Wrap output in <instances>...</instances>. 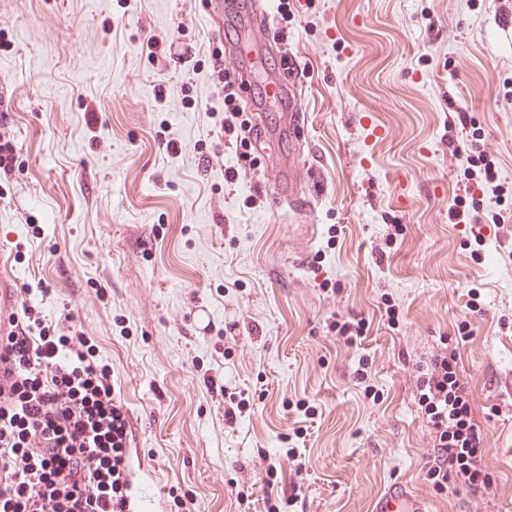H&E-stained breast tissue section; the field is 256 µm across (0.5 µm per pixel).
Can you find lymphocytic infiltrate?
<instances>
[{
  "mask_svg": "<svg viewBox=\"0 0 512 512\" xmlns=\"http://www.w3.org/2000/svg\"><path fill=\"white\" fill-rule=\"evenodd\" d=\"M4 341L16 376L0 385V512H123L129 416L93 344L56 335L34 305ZM456 366L455 351L442 349L417 378L433 437L428 475L437 488L454 475L484 495L485 436Z\"/></svg>",
  "mask_w": 512,
  "mask_h": 512,
  "instance_id": "f902f5d3",
  "label": "lymphocytic infiltrate"
}]
</instances>
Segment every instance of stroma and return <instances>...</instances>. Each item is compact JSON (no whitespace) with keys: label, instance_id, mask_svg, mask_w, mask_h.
Instances as JSON below:
<instances>
[{"label":"stroma","instance_id":"stroma-1","mask_svg":"<svg viewBox=\"0 0 512 512\" xmlns=\"http://www.w3.org/2000/svg\"><path fill=\"white\" fill-rule=\"evenodd\" d=\"M276 26L301 69L305 138L235 146L217 134L210 52L232 73L240 39L200 0H0V135L14 147L0 273L110 366L131 473L157 484L161 512L191 497L202 512H368L395 479L432 512H512L496 457L512 432V195L478 202L480 244L448 215L471 145L512 184V0H288ZM254 56L269 127L263 76L279 60ZM279 152L316 177L312 212L271 209ZM343 321L363 323L360 345ZM444 346L486 437L493 489L478 503L426 475L416 368Z\"/></svg>","mask_w":512,"mask_h":512}]
</instances>
